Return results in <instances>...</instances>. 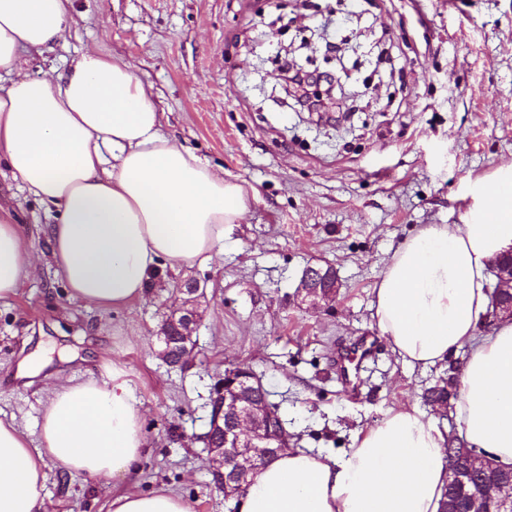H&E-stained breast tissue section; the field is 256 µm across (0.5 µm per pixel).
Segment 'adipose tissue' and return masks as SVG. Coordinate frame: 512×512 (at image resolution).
<instances>
[{
  "mask_svg": "<svg viewBox=\"0 0 512 512\" xmlns=\"http://www.w3.org/2000/svg\"><path fill=\"white\" fill-rule=\"evenodd\" d=\"M72 0H0V160L55 213L50 256L72 299L117 310L167 266L211 259L248 210L242 185L162 131L130 61L97 48L63 73L31 75L28 57L61 40ZM464 223L427 224L393 252L373 293L382 337L404 364L427 368L460 349L454 412L467 447L512 464V321L479 334L496 258L512 248V164L471 184ZM34 254L0 211V300L17 296ZM448 442L401 405L361 430L346 458L284 449L251 473L239 512H438ZM147 446L120 374L54 387L40 445L0 420V512H46L43 467L111 486L107 512H191L181 497L132 491Z\"/></svg>",
  "mask_w": 512,
  "mask_h": 512,
  "instance_id": "1",
  "label": "adipose tissue"
}]
</instances>
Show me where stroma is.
<instances>
[{
  "label": "stroma",
  "instance_id": "stroma-1",
  "mask_svg": "<svg viewBox=\"0 0 512 512\" xmlns=\"http://www.w3.org/2000/svg\"><path fill=\"white\" fill-rule=\"evenodd\" d=\"M70 35L34 53L31 73L64 72L89 45L127 59L163 114L162 131L225 179L253 190L250 209L204 264L165 270L143 299L103 311L71 299L43 234L53 214L0 162V208L39 254L35 275L0 300V418L40 445L46 386L107 380L120 368L143 415L147 448L137 491L164 488L192 512H227L200 437L217 374L249 365L279 405L293 445L344 456L355 435L390 409H424L459 431L422 395L443 373L404 364L380 335L373 288L392 253L426 224H457L469 184L512 163V0H73ZM368 33L383 54L359 57L367 83L349 122L297 111L274 59L309 30ZM332 265L335 303L301 302L310 266ZM200 282L196 356L172 368L154 332L174 309L173 287ZM364 336L357 396L345 395L336 355ZM42 351L52 364L17 377ZM50 512H107L111 489L46 461Z\"/></svg>",
  "mask_w": 512,
  "mask_h": 512
}]
</instances>
